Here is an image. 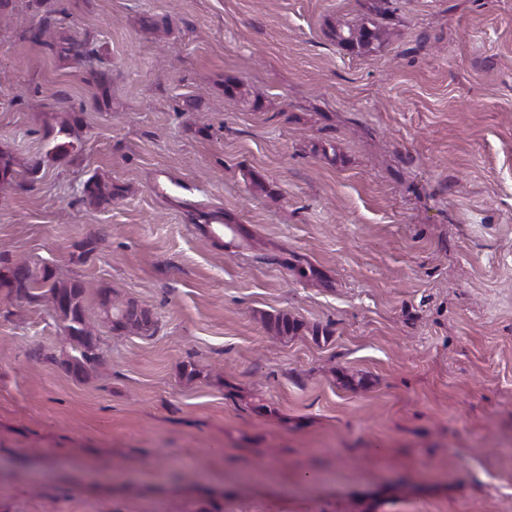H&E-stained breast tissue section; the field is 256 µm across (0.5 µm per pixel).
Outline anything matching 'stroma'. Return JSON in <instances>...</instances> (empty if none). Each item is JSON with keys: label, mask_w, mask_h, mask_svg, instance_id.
Returning <instances> with one entry per match:
<instances>
[{"label": "stroma", "mask_w": 512, "mask_h": 512, "mask_svg": "<svg viewBox=\"0 0 512 512\" xmlns=\"http://www.w3.org/2000/svg\"><path fill=\"white\" fill-rule=\"evenodd\" d=\"M379 4L0 9V264L155 322L0 288V512H512V0ZM389 33L375 18H364L355 24H342L336 27L337 43L349 50L371 49L382 46ZM0 287L9 289L18 300L47 298L54 312L63 324L68 342L77 355L66 361V369L75 379L82 381L89 370L100 359L96 326L106 325L112 332L132 333L140 336L153 335V321L149 313L137 304L128 301L118 304L112 291L101 288L97 292L98 312L89 313L86 306V286L79 281L55 279L47 266L39 267L30 262H15L0 270ZM47 288L42 294L32 291ZM114 310V311H113Z\"/></svg>", "instance_id": "1"}]
</instances>
